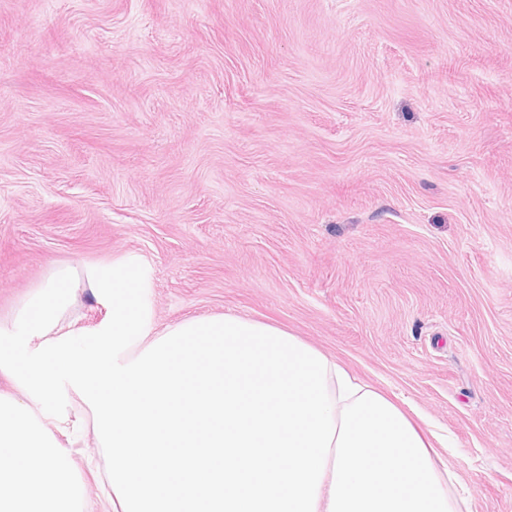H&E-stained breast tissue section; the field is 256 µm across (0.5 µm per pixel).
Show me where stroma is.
I'll return each mask as SVG.
<instances>
[{"label": "stroma", "instance_id": "1", "mask_svg": "<svg viewBox=\"0 0 512 512\" xmlns=\"http://www.w3.org/2000/svg\"><path fill=\"white\" fill-rule=\"evenodd\" d=\"M130 261L157 328L287 329L512 512V0H0V318Z\"/></svg>", "mask_w": 512, "mask_h": 512}]
</instances>
